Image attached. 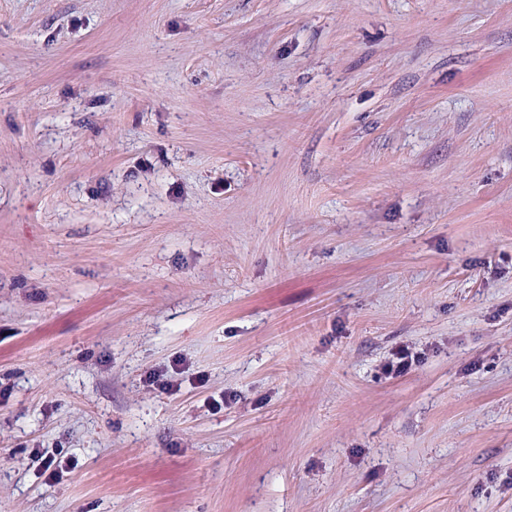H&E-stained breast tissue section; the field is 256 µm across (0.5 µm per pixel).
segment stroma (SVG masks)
Here are the masks:
<instances>
[{
    "label": "stroma",
    "instance_id": "35a3bbf8",
    "mask_svg": "<svg viewBox=\"0 0 512 512\" xmlns=\"http://www.w3.org/2000/svg\"><path fill=\"white\" fill-rule=\"evenodd\" d=\"M0 512H512V0H0Z\"/></svg>",
    "mask_w": 512,
    "mask_h": 512
}]
</instances>
